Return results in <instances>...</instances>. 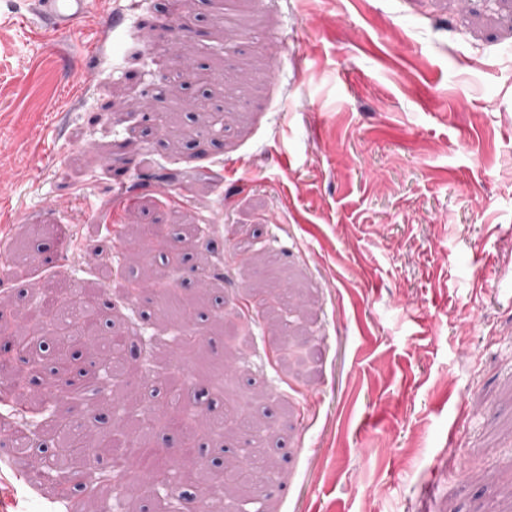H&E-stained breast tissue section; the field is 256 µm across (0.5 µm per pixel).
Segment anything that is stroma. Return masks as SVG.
<instances>
[{
  "instance_id": "35a3bbf8",
  "label": "stroma",
  "mask_w": 512,
  "mask_h": 512,
  "mask_svg": "<svg viewBox=\"0 0 512 512\" xmlns=\"http://www.w3.org/2000/svg\"><path fill=\"white\" fill-rule=\"evenodd\" d=\"M94 2L54 35L37 0H0V325L35 328L44 291L97 289L144 410L166 413L175 380L203 410L191 434L155 428L158 463L187 437L272 461L266 492L223 512H512V0H236L225 43L212 0L185 27L167 0ZM179 42L246 81L236 99L208 88L223 136L171 109L157 52ZM182 190L189 206L168 199ZM131 224L160 226L170 280L142 287ZM283 288L292 306L271 305ZM171 299L201 344L163 358ZM41 354L0 367V512L79 509L41 486L57 438L17 405L14 371L74 430L115 427L102 354L78 348L67 396L52 335ZM232 404L253 428L224 432ZM98 504L189 508L160 486Z\"/></svg>"
}]
</instances>
